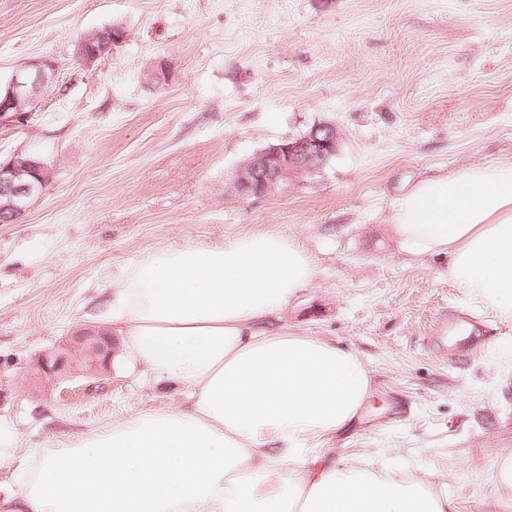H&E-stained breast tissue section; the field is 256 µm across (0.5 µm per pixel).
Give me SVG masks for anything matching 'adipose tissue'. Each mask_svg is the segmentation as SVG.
Here are the masks:
<instances>
[{"label": "adipose tissue", "mask_w": 512, "mask_h": 512, "mask_svg": "<svg viewBox=\"0 0 512 512\" xmlns=\"http://www.w3.org/2000/svg\"><path fill=\"white\" fill-rule=\"evenodd\" d=\"M390 222L414 255L512 318V161L417 182ZM314 275L279 232L155 251L124 272L112 319L145 377L186 403L114 421L42 456L0 512H457L443 482L307 463L315 436L353 424L371 376L351 350L268 330Z\"/></svg>", "instance_id": "adipose-tissue-1"}]
</instances>
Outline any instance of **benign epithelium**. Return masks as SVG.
<instances>
[{
    "mask_svg": "<svg viewBox=\"0 0 512 512\" xmlns=\"http://www.w3.org/2000/svg\"><path fill=\"white\" fill-rule=\"evenodd\" d=\"M124 39V31L93 47L87 39L77 44L76 58L83 67L95 64ZM56 63L38 58L16 69L5 85H0V129L28 123L38 97L51 83ZM340 133L330 124L319 125L297 138L270 145L247 158L235 171L232 186L239 196H263L291 182L320 172L336 155ZM51 172L39 160L19 162L18 157L0 163V213L14 220L24 217L32 202L43 192ZM119 351L112 332L89 325L78 329L64 347L39 356V371L50 380L71 377H99L112 365Z\"/></svg>",
    "mask_w": 512,
    "mask_h": 512,
    "instance_id": "7a95c632",
    "label": "benign epithelium"
}]
</instances>
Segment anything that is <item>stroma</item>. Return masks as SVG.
<instances>
[{
	"label": "stroma",
	"mask_w": 512,
	"mask_h": 512,
	"mask_svg": "<svg viewBox=\"0 0 512 512\" xmlns=\"http://www.w3.org/2000/svg\"><path fill=\"white\" fill-rule=\"evenodd\" d=\"M125 39L91 67L78 41ZM57 64L28 125L0 129V161L41 157L52 179L0 223V496L45 452L185 397L128 363L103 382L32 387L33 358L82 324L105 329L123 269L148 253L256 231L298 239L311 281L270 325L354 351L373 391L310 457L435 476L457 512H512V319L470 300L443 256L392 232L417 180L512 160V0H0V84ZM320 124L339 149L262 196L230 189L254 153ZM451 310L486 327L479 354L430 345Z\"/></svg>",
	"instance_id": "obj_1"
}]
</instances>
